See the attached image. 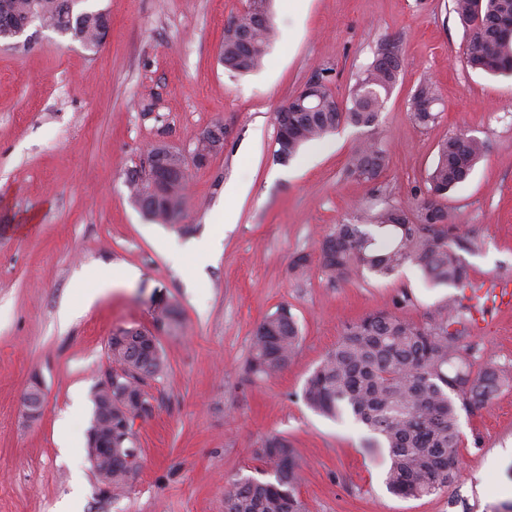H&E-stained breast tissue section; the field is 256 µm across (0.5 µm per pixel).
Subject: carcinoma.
Instances as JSON below:
<instances>
[{"label": "carcinoma", "instance_id": "cac0c4a2", "mask_svg": "<svg viewBox=\"0 0 512 512\" xmlns=\"http://www.w3.org/2000/svg\"><path fill=\"white\" fill-rule=\"evenodd\" d=\"M5 2L13 23L27 20L30 0ZM82 2L39 0L37 21L95 52L107 34L109 21L100 10L80 7ZM453 12L466 35V66L492 75L511 74L512 40L499 35L498 29L500 22L512 18V0H453ZM232 21L233 27L224 29V68L250 73L261 67L273 42V20L256 26L251 12L244 11ZM243 28L252 30L247 46L236 40V31ZM400 68L399 46L381 44L344 106L326 84L318 82L314 107L295 113L284 161L342 126L374 131ZM438 101L433 84L421 83L411 103L414 123L420 127L434 123ZM486 151L485 142L475 136L449 135L438 145L425 190L416 196L411 210L369 207L355 223L335 225L319 244L321 268L330 278L343 281L354 273L387 278L413 265L434 286L459 289L469 285L468 268L460 252L470 248L472 240L454 233V217L442 198L467 180ZM385 161L384 144L371 136L352 151L347 173L375 183ZM128 188L146 214L168 222L180 210L185 182H175L160 193L150 192L147 182L131 181ZM155 305L159 309L156 321L168 333L177 334L182 327L178 306L164 298ZM446 308L448 317L433 323L416 324L377 311L347 324L336 346L310 372L302 390V399L311 410L328 418L351 419L388 449L385 486L404 499L444 493L458 481L460 413L487 405L499 388L512 380L493 366L473 370L474 363L460 344V331H449L472 306L450 294ZM300 341L294 316L288 308H278L257 325L245 373L263 378L283 370ZM108 352L121 371L119 385L110 394L94 389L85 452L98 483L108 486L115 498L126 491L139 470L137 465H127L124 458L127 450L137 446L136 419L149 415L146 407L153 395L146 387L165 376L167 363L159 341L145 328L118 330ZM254 454L261 463L256 474H237L225 480L224 512H306L298 494L300 467L288 439L269 434Z\"/></svg>", "mask_w": 512, "mask_h": 512}]
</instances>
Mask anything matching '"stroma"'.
Listing matches in <instances>:
<instances>
[{"mask_svg": "<svg viewBox=\"0 0 512 512\" xmlns=\"http://www.w3.org/2000/svg\"><path fill=\"white\" fill-rule=\"evenodd\" d=\"M109 32L94 52L40 30L26 46L0 44V512H57L79 493V512H224V482L247 474L269 434L288 438L301 467L307 512H493L512 503V383L460 418L462 477L448 492L400 499L384 484L387 449L360 425L311 411L301 398L311 370L347 323L387 310L416 323L446 317L447 287L405 266L379 279L330 280L316 255L334 225L363 208L411 207L437 145L464 132L488 151L445 200L471 279L512 278V75L467 68L452 0H274L276 37L262 68L238 74L220 62L224 25L244 0H87ZM384 40L400 44L401 71L379 118L388 152L378 183L346 177L364 131L351 126L307 144L286 163L274 155L276 114L311 78L346 102ZM433 80L440 117L410 116L419 84ZM223 150L190 172L176 222L149 220L131 201L129 169L157 144L187 150L214 124ZM246 183L237 223L217 227L227 189ZM175 222V223H176ZM220 236L203 277L170 264L165 245ZM129 266L138 277L91 311H60L83 269ZM178 304L183 326L160 335L166 375L151 389L155 411L137 421L143 462L127 491L99 492L85 453L97 375L122 328H151L150 298ZM290 309L302 334L288 367L263 381L244 372L256 326ZM474 364L512 370V307L490 306L481 324H460ZM40 385L35 421L22 400ZM69 418L72 456L56 425Z\"/></svg>", "mask_w": 512, "mask_h": 512, "instance_id": "1", "label": "stroma"}]
</instances>
